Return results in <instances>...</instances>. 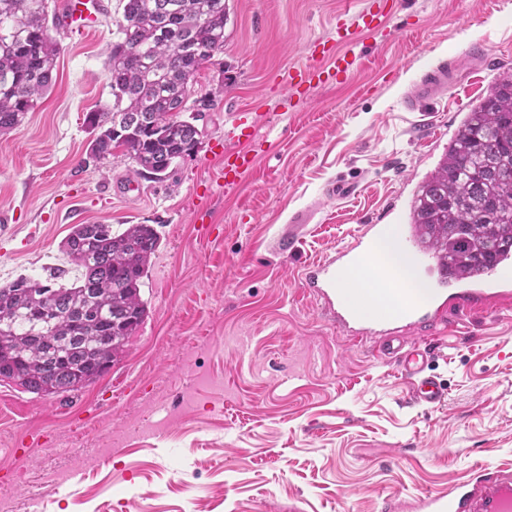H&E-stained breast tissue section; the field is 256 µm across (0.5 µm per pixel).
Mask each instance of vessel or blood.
I'll use <instances>...</instances> for the list:
<instances>
[{"label": "vessel or blood", "instance_id": "b4317fda", "mask_svg": "<svg viewBox=\"0 0 512 512\" xmlns=\"http://www.w3.org/2000/svg\"><path fill=\"white\" fill-rule=\"evenodd\" d=\"M392 7L391 0H368L359 11L337 19L338 52L333 68L322 66L324 54L316 51L306 65L280 73L278 83L290 93L304 96L313 84L353 74L361 58L358 33L378 30ZM101 8V0H62L58 25L94 30ZM452 76L447 64L433 67L416 83L409 95L410 105L446 93ZM250 119V113H239L236 123L224 133L222 181L228 193L240 190L254 164L252 151L241 145V134ZM391 234L411 257L416 272L428 279L425 290L403 287L399 275L381 258L377 244ZM358 271L377 284L392 312L368 318L356 309L341 283ZM301 286L341 334L395 364L413 404L432 408L444 402L447 388L429 370L431 355L449 328L463 327L471 313L492 312L512 301V253L498 254L485 270L469 276L448 269L446 259L423 243L418 225L362 224L346 243L304 265ZM418 507L420 512H512V465H482L472 479H449L447 489L424 495Z\"/></svg>", "mask_w": 512, "mask_h": 512}]
</instances>
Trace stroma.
<instances>
[{
    "label": "stroma",
    "instance_id": "stroma-1",
    "mask_svg": "<svg viewBox=\"0 0 512 512\" xmlns=\"http://www.w3.org/2000/svg\"><path fill=\"white\" fill-rule=\"evenodd\" d=\"M362 2L229 0L224 51L188 100L204 113L199 148L161 181L121 154L87 157L85 117L112 102L121 0H104L94 31L51 29L53 89L0 138V287L54 268L72 283L61 243L76 224H150L161 245L141 289L148 316L108 373L65 400L0 384V485L32 486L0 496V512H378L382 496L410 504L512 463V309L474 313L468 337L442 340L431 369L447 397L425 410L392 363L346 346L299 282L357 225L394 222L393 200L512 68V0H399L348 80L288 99L276 75ZM442 62L457 80L420 104L431 123L417 127L404 100ZM243 111L259 113L265 142L246 192L229 197L224 130ZM337 181L355 194L326 200ZM303 209L310 223H291Z\"/></svg>",
    "mask_w": 512,
    "mask_h": 512
}]
</instances>
